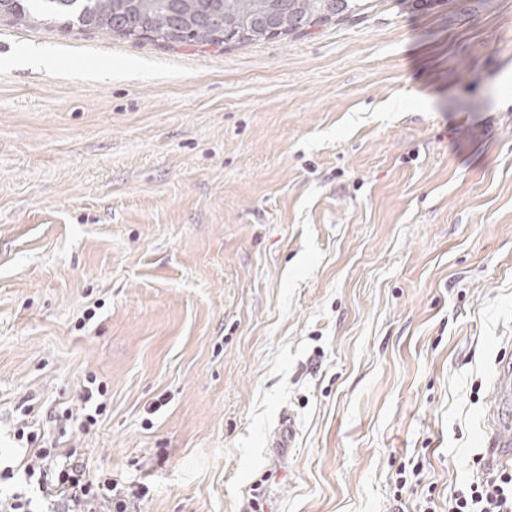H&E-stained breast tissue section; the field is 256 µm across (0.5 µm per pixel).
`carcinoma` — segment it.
<instances>
[{
    "instance_id": "cac0c4a2",
    "label": "carcinoma",
    "mask_w": 512,
    "mask_h": 512,
    "mask_svg": "<svg viewBox=\"0 0 512 512\" xmlns=\"http://www.w3.org/2000/svg\"><path fill=\"white\" fill-rule=\"evenodd\" d=\"M364 0H0V19L50 24L63 31L93 30L161 47L250 43L255 27L288 17L290 35L339 20Z\"/></svg>"
}]
</instances>
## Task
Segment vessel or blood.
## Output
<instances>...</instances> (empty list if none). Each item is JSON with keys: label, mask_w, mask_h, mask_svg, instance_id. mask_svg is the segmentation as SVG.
I'll return each mask as SVG.
<instances>
[{"label": "vessel or blood", "mask_w": 512, "mask_h": 512, "mask_svg": "<svg viewBox=\"0 0 512 512\" xmlns=\"http://www.w3.org/2000/svg\"><path fill=\"white\" fill-rule=\"evenodd\" d=\"M496 396L490 405L484 432L491 446L485 451L484 470L512 471V357L500 363L493 378Z\"/></svg>", "instance_id": "b4317fda"}]
</instances>
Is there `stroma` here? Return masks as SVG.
Here are the masks:
<instances>
[{
	"instance_id": "obj_1",
	"label": "stroma",
	"mask_w": 512,
	"mask_h": 512,
	"mask_svg": "<svg viewBox=\"0 0 512 512\" xmlns=\"http://www.w3.org/2000/svg\"><path fill=\"white\" fill-rule=\"evenodd\" d=\"M511 341L512 0L221 50L0 21V463L26 426L142 512H448Z\"/></svg>"
}]
</instances>
